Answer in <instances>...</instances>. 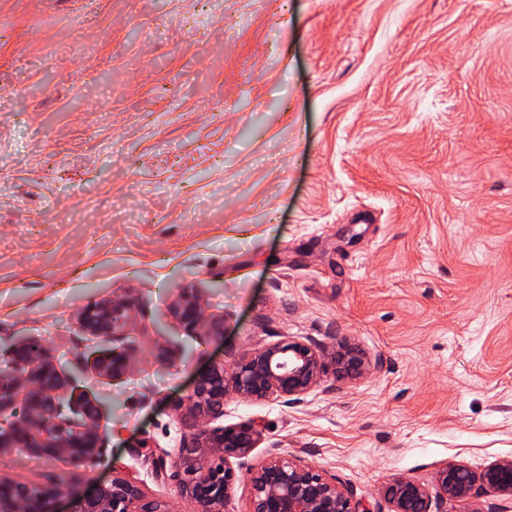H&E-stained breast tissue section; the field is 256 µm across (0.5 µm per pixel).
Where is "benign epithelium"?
<instances>
[{"label":"benign epithelium","instance_id":"benign-epithelium-1","mask_svg":"<svg viewBox=\"0 0 512 512\" xmlns=\"http://www.w3.org/2000/svg\"><path fill=\"white\" fill-rule=\"evenodd\" d=\"M133 307L127 299L101 300L82 311L80 326L93 337L122 336ZM172 311L191 331L224 335V317L205 316L201 299L192 290H183ZM11 358L16 374H0V412L9 409L22 391L26 411L0 428V452L17 449L42 458L63 455L78 465L97 461L101 453L98 404L68 388L38 341L16 345ZM89 361L99 372L118 378L131 368L132 356L125 349L94 350ZM380 363L348 337L336 336L330 348L312 339L288 337L229 365H214L176 404L180 421L190 429L173 462L181 493L195 503V512H224L238 480L231 460L245 458L259 446L262 432L252 421L213 425L224 417L229 397L254 404L278 400L293 406L328 374L339 389L364 378ZM248 484L247 512H370L336 477L300 458L260 460L250 467ZM435 487L432 494L425 485L396 474L381 483L376 494L391 505V512H442L440 506L448 502L470 501L479 487L496 500L487 510L475 512H512V459L497 460L478 473L450 461L436 472ZM65 494L67 487L62 482L29 486L0 481V512H56L55 505ZM71 512L169 509L164 501L146 497L138 486L116 476L91 493L73 498Z\"/></svg>","mask_w":512,"mask_h":512}]
</instances>
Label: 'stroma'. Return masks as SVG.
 <instances>
[{
  "instance_id": "1",
  "label": "stroma",
  "mask_w": 512,
  "mask_h": 512,
  "mask_svg": "<svg viewBox=\"0 0 512 512\" xmlns=\"http://www.w3.org/2000/svg\"><path fill=\"white\" fill-rule=\"evenodd\" d=\"M220 337L173 317L182 289ZM125 335H86L103 299ZM346 336L382 368L302 403L228 398L262 441L351 487L512 457V0H0V372L39 340L100 408L102 458L15 450L0 480L115 476L194 512L149 451L213 365ZM174 353L159 366L158 345ZM129 348L98 376L91 347ZM134 304L127 299H105L87 306L80 315V326L88 336L124 335Z\"/></svg>"
}]
</instances>
